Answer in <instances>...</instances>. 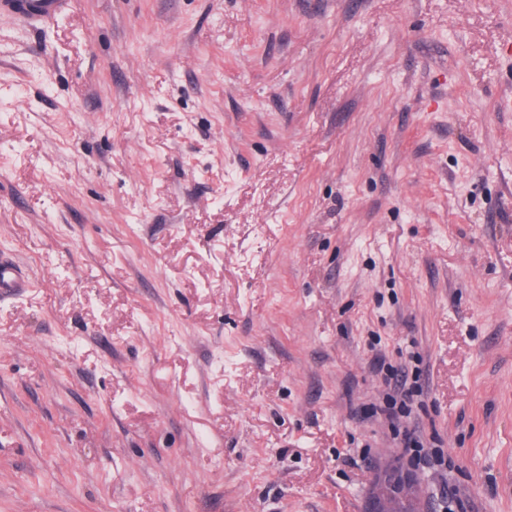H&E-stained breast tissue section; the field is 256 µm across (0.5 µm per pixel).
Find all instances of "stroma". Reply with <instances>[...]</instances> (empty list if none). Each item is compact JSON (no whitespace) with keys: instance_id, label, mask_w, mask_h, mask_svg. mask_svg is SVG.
Returning <instances> with one entry per match:
<instances>
[{"instance_id":"35a3bbf8","label":"stroma","mask_w":512,"mask_h":512,"mask_svg":"<svg viewBox=\"0 0 512 512\" xmlns=\"http://www.w3.org/2000/svg\"><path fill=\"white\" fill-rule=\"evenodd\" d=\"M2 252L0 512H512V0L2 17ZM31 288V282L26 279L21 270L12 261L0 258V294L16 295ZM375 369L382 373L385 391L382 400L360 408L357 413L362 419H383L391 429L393 437L398 439L399 459L410 467L447 470L452 461L445 455L436 437L431 438L432 448L425 451L423 438L415 429L404 430L401 434L400 425L403 419L409 418L413 412L417 397L423 394L421 372L410 371L406 364L399 366L387 365L381 358H376ZM401 434V437L398 438ZM396 478L389 480L385 485L381 486L378 492L369 500L368 507L365 512H392L390 508V490L393 488L398 489L400 492H404L407 487V480ZM387 486L389 489H387Z\"/></svg>"}]
</instances>
